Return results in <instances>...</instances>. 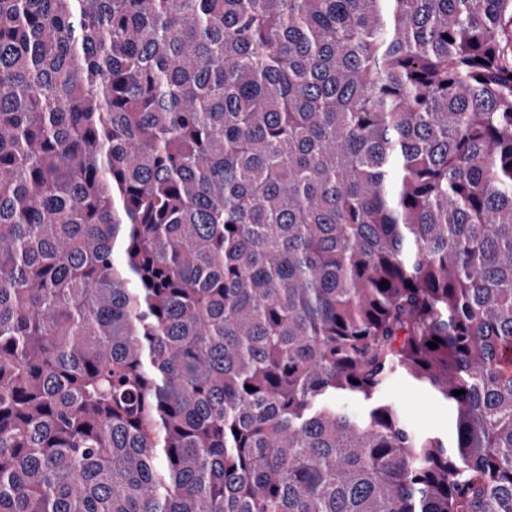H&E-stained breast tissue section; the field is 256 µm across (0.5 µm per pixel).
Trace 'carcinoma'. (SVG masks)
<instances>
[{
    "label": "carcinoma",
    "mask_w": 512,
    "mask_h": 512,
    "mask_svg": "<svg viewBox=\"0 0 512 512\" xmlns=\"http://www.w3.org/2000/svg\"><path fill=\"white\" fill-rule=\"evenodd\" d=\"M509 356L512 0H0V512H512ZM390 397L415 428L442 435L448 434L449 438L453 436L454 430L448 409L429 394L398 380L390 387Z\"/></svg>",
    "instance_id": "1"
}]
</instances>
